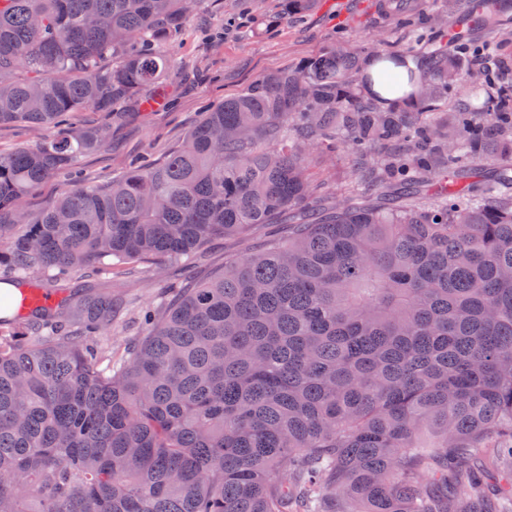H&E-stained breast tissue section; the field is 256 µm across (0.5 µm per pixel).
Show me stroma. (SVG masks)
<instances>
[{
  "label": "stroma",
  "instance_id": "obj_1",
  "mask_svg": "<svg viewBox=\"0 0 512 512\" xmlns=\"http://www.w3.org/2000/svg\"><path fill=\"white\" fill-rule=\"evenodd\" d=\"M435 13V0H413L406 21L373 9L369 0H315L310 10L296 16L284 15L283 0H199L181 39L168 48L173 67L164 101L151 107L137 99L126 101L116 119L92 110L76 117L75 126L95 125L108 131L105 146L82 157V182L104 184L125 171L138 154L165 158L209 106L245 91L266 73L297 67L335 44L359 53L364 62L373 45L387 53L407 54L413 44L411 28L432 37ZM352 158L351 147L343 145L333 162L326 164L315 148L309 153L307 171L325 183L331 196L341 199L353 189ZM243 249L238 238H217L193 261L167 273L146 259L131 274L77 279L72 286L87 294L111 293L115 311L111 341L121 348L137 340L142 310L155 304L171 281L205 279Z\"/></svg>",
  "mask_w": 512,
  "mask_h": 512
}]
</instances>
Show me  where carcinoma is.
<instances>
[{
	"instance_id": "cac0c4a2",
	"label": "carcinoma",
	"mask_w": 512,
	"mask_h": 512,
	"mask_svg": "<svg viewBox=\"0 0 512 512\" xmlns=\"http://www.w3.org/2000/svg\"><path fill=\"white\" fill-rule=\"evenodd\" d=\"M193 2L0 0V126L49 132L0 151L9 275L167 271L246 238L321 194L309 144L434 203H330L169 294L118 360L97 342L110 294L31 333L0 317V512H486L482 473L512 457V84L461 36L419 74L377 56L393 79L338 43L205 112L165 161L21 208L104 145L75 113L164 92ZM511 6L477 0L475 26ZM66 174H58L47 179L36 190L32 191L24 201V207L30 212H37L53 201L69 184Z\"/></svg>"
}]
</instances>
